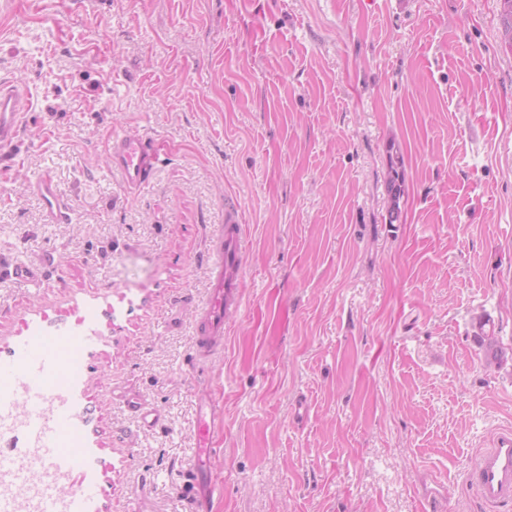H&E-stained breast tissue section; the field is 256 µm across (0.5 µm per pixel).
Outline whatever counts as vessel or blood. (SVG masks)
Here are the masks:
<instances>
[{
	"label": "vessel or blood",
	"instance_id": "1",
	"mask_svg": "<svg viewBox=\"0 0 512 512\" xmlns=\"http://www.w3.org/2000/svg\"><path fill=\"white\" fill-rule=\"evenodd\" d=\"M31 99L28 89L19 83L0 80V150L9 151L19 136L22 114ZM108 159L121 171L128 187L139 188L153 168L152 148L136 138L113 137ZM34 194L55 222L69 219L70 208L61 197L51 176H41L32 185ZM245 227L236 205H227L224 223L219 227L211 249L212 271L208 297L196 328L195 345L199 355L216 351L224 336V321L237 308L243 286L242 252ZM0 275L22 284L40 280L37 268L19 263L0 265ZM84 337L47 336L20 343L7 358L0 360V378L15 381L24 392L29 408L46 407L50 422L41 440V452L47 462L78 468L82 460L77 453L62 452L57 446L60 434L75 433L80 417L61 390V375H77L82 368L79 353ZM216 409L211 399L197 403L195 422L196 455L203 458L213 452ZM469 480L480 499L493 508L512 505V426L499 428L489 448L481 453L469 470Z\"/></svg>",
	"mask_w": 512,
	"mask_h": 512
}]
</instances>
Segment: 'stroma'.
<instances>
[{
    "label": "stroma",
    "mask_w": 512,
    "mask_h": 512,
    "mask_svg": "<svg viewBox=\"0 0 512 512\" xmlns=\"http://www.w3.org/2000/svg\"><path fill=\"white\" fill-rule=\"evenodd\" d=\"M500 30L499 0H0V78L33 103L0 157V259L42 272L0 279V358L88 337L68 386L85 456L72 480L98 487L86 512H512L467 479L512 425ZM119 135L156 153L140 188L108 163ZM46 173L69 222L29 188ZM230 199L241 303L201 358ZM205 394L210 491L184 478ZM387 151L389 153V164L385 176V185L391 201L387 219L388 223L395 224L400 220L399 201L405 193L404 161L399 146H396L394 142L389 144Z\"/></svg>",
    "instance_id": "1"
}]
</instances>
